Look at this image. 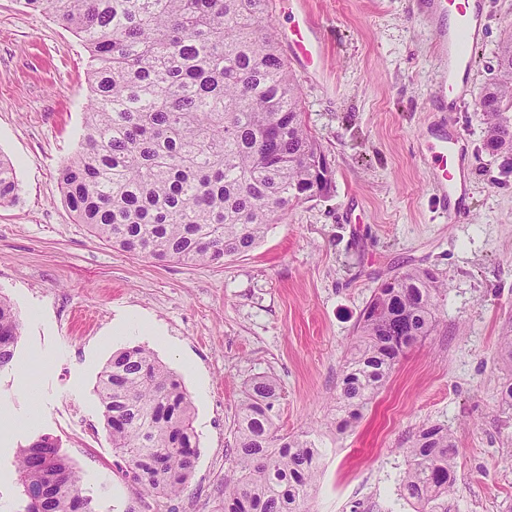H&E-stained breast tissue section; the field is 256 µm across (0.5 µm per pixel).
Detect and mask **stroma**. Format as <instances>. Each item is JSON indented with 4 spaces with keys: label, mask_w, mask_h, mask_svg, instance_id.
<instances>
[{
    "label": "stroma",
    "mask_w": 512,
    "mask_h": 512,
    "mask_svg": "<svg viewBox=\"0 0 512 512\" xmlns=\"http://www.w3.org/2000/svg\"><path fill=\"white\" fill-rule=\"evenodd\" d=\"M322 67H289L334 187L289 211L253 250L219 264H159L74 223L57 170L79 147L88 89L82 42L48 15L0 0V153L16 168L0 207V296L24 327L0 367V512H18L15 459L47 434L97 512H218L234 467V422L252 378L273 377L279 434L313 432L319 472L307 512H414L400 496L403 453L426 423L455 439L456 492L434 512H512V161L489 153L477 103L496 77L512 0H484L481 41L452 118L465 131L463 223L442 216L420 134L448 76L423 0H309ZM412 268L441 282L437 323L400 360L361 418L336 428V397L359 316L382 282ZM154 320L166 344L111 339L113 321ZM140 345L182 380L199 449L185 486L144 498L115 464L96 395L112 354ZM37 387L23 391L17 365Z\"/></svg>",
    "instance_id": "35a3bbf8"
}]
</instances>
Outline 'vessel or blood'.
Listing matches in <instances>:
<instances>
[{"mask_svg":"<svg viewBox=\"0 0 512 512\" xmlns=\"http://www.w3.org/2000/svg\"><path fill=\"white\" fill-rule=\"evenodd\" d=\"M296 20L290 29L288 49L303 65L320 57L318 28L306 0H292ZM427 15L442 57L448 60V80L443 83L437 105L455 111L460 99L458 84L472 69L473 50L478 44L482 21V0H424ZM464 135L454 123L438 125L426 141V150L435 165L434 183L443 200V216L452 224L463 223L462 202L465 182L457 173L463 164Z\"/></svg>","mask_w":512,"mask_h":512,"instance_id":"obj_1","label":"vessel or blood"}]
</instances>
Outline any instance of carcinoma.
<instances>
[{"instance_id":"obj_1","label":"carcinoma","mask_w":512,"mask_h":512,"mask_svg":"<svg viewBox=\"0 0 512 512\" xmlns=\"http://www.w3.org/2000/svg\"><path fill=\"white\" fill-rule=\"evenodd\" d=\"M271 0H24L72 32L89 55V103L77 152L58 170L76 223L102 241L158 262L218 264L247 252L288 211L330 193L325 151L312 135L299 85L273 32ZM481 98L486 146L512 155V32ZM0 155V207L18 196ZM439 281L411 269L376 288L360 315L337 400L360 418L400 358L436 321ZM0 297V367L21 336ZM120 470L151 497L175 494L197 457L191 402L177 376L143 346L112 354L97 386ZM279 388L257 377L235 422V469L221 512H305L318 473L310 433L280 436ZM404 498L426 509L455 493L448 428L423 426L402 449ZM20 512H95L59 444L42 436L16 459Z\"/></svg>"}]
</instances>
